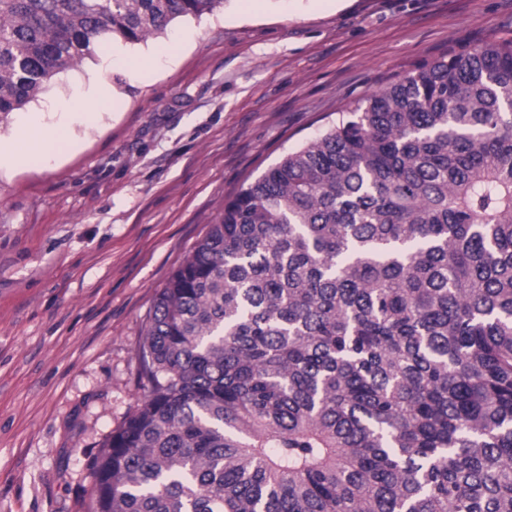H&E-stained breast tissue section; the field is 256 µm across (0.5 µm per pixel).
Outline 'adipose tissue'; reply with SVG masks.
Listing matches in <instances>:
<instances>
[{"mask_svg": "<svg viewBox=\"0 0 512 512\" xmlns=\"http://www.w3.org/2000/svg\"><path fill=\"white\" fill-rule=\"evenodd\" d=\"M112 77L107 71H100L88 90L76 99L71 107L87 124H94L100 111L112 104ZM73 142L68 117H60L52 123L44 122L40 115L31 116L23 125L18 126L13 137L0 140L1 166H32L38 159L51 155L59 146Z\"/></svg>", "mask_w": 512, "mask_h": 512, "instance_id": "ef3b65f1", "label": "adipose tissue"}]
</instances>
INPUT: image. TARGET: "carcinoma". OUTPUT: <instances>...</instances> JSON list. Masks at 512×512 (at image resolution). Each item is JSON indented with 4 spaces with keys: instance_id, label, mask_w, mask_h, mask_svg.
I'll list each match as a JSON object with an SVG mask.
<instances>
[{
    "instance_id": "1",
    "label": "carcinoma",
    "mask_w": 512,
    "mask_h": 512,
    "mask_svg": "<svg viewBox=\"0 0 512 512\" xmlns=\"http://www.w3.org/2000/svg\"><path fill=\"white\" fill-rule=\"evenodd\" d=\"M224 0H0V115ZM91 512H512V38L371 94L156 296Z\"/></svg>"
}]
</instances>
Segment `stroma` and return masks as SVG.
Segmentation results:
<instances>
[{"label":"stroma","instance_id":"obj_1","mask_svg":"<svg viewBox=\"0 0 512 512\" xmlns=\"http://www.w3.org/2000/svg\"><path fill=\"white\" fill-rule=\"evenodd\" d=\"M510 36L512 0H225L122 45L114 105L74 148L0 168V512H90L155 297L229 194L419 63ZM104 61L53 77L0 136L67 110Z\"/></svg>","mask_w":512,"mask_h":512}]
</instances>
